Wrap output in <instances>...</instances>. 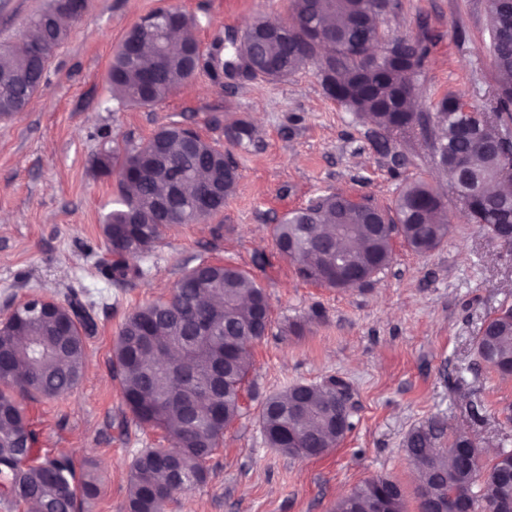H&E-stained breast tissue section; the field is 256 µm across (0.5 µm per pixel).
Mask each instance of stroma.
Wrapping results in <instances>:
<instances>
[{
    "label": "stroma",
    "mask_w": 512,
    "mask_h": 512,
    "mask_svg": "<svg viewBox=\"0 0 512 512\" xmlns=\"http://www.w3.org/2000/svg\"><path fill=\"white\" fill-rule=\"evenodd\" d=\"M49 0H0V44L15 46ZM175 6L194 16L202 53L258 18L287 20L290 0H88L83 19L46 68L26 111L0 115V320L28 296L79 294L97 331L86 341L80 385L60 399L24 400L40 453L98 464L100 495L83 512H125L129 468L164 441L125 407L111 366L112 343L137 306L168 295L184 268L225 262L251 273L271 306L267 336L253 348L240 413L209 461L208 481L168 502L167 512H332L362 480L387 476L417 512L411 430L437 420L447 447L468 434L482 462L512 450V377L489 370L475 344L482 323L512 304V253L491 240L448 196V176L418 133L384 135L326 97L314 67L283 81L233 83L200 72L166 101L131 108L111 100L112 53L147 13ZM379 27L419 39L427 50L414 77L418 111L445 93L472 105L492 100L497 73L488 52L484 0H395ZM251 123L252 144L229 146L239 179L222 213L168 229L140 259V277L108 280L99 224L116 197L115 175L93 161L102 132L140 143L176 122L210 141ZM445 193V242L419 255L394 237L389 265L361 288L301 280L277 249L274 228L311 199L340 193L382 208L413 181ZM339 377L356 402L354 426L324 456L295 460L269 448L259 423L265 400L295 383Z\"/></svg>",
    "instance_id": "35a3bbf8"
}]
</instances>
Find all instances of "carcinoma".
<instances>
[{
  "mask_svg": "<svg viewBox=\"0 0 512 512\" xmlns=\"http://www.w3.org/2000/svg\"><path fill=\"white\" fill-rule=\"evenodd\" d=\"M61 0H51L43 13L33 15L21 33L23 49L0 47V76L16 81L0 83V115L24 111L41 87L46 65L68 38L59 23H46L43 14H55ZM489 24V52L496 72L512 77V0H484ZM391 0H292V23L257 42L244 32L240 42L216 55L204 56L195 38H186L195 50L193 68L182 55L163 54L165 31L151 32L135 23L112 56L107 72L113 99L146 107L167 99L201 70L221 77L234 66L240 51L251 52L259 63L276 69L260 77L279 81L313 65L330 97L349 111L371 119L395 135L414 130L408 106L415 91L412 77L421 68L425 48L407 34L395 35L401 54L392 61H376L356 51L383 39L376 16L386 13ZM178 19L185 30L196 26L191 15L158 9L148 14L161 22ZM492 112L512 120V80L494 89ZM486 109L467 105L456 95H444L436 105L435 120L421 126L424 133L438 129L432 142L440 167L464 162L462 189L472 193L471 220L492 233L491 225L512 221V191L489 193L505 182V160L484 141L493 137L492 125L483 120ZM225 139L236 145L253 141L252 127L240 121L224 128ZM178 170L182 190L169 222L205 221L224 210V202L237 186L238 173L224 150L197 132L177 123L156 130L138 145H115L95 160L100 175L114 171L118 195L100 224L112 260L105 274L116 280L141 275L132 260L148 255L162 238L167 224L156 217V200L168 184V168ZM205 178L217 188L206 208L196 212L197 181ZM401 237L417 254L438 248L448 236V213L424 182L405 185L394 207L352 206L343 197L328 194L286 214L275 227L277 247L304 281L347 290L357 287L348 278L327 275L329 258L339 257L371 280L390 261L392 240ZM269 304L264 288L246 270L231 264L209 263L196 278V268L184 270L169 297L139 306L124 319L113 343L111 363L119 375L122 398L143 423L164 432L166 448H145L131 462L127 512H157L159 503L205 484L207 462L224 441V431L239 416L240 393L247 376L249 347L267 334L270 319L260 322L254 309ZM492 332L476 341L481 362L501 377L512 375V305L489 317ZM204 332L194 338L196 325ZM96 323L86 305L73 296L60 303L47 299L38 316L19 306L0 323V501L10 507L26 505L30 512H79L80 502L100 494L99 479L89 463L77 475L66 456L34 455L36 434L20 399H56L80 384L85 369L86 337ZM174 348L179 357L163 366L149 358L145 339ZM337 382L308 388L306 409L295 410L302 385L270 396L262 406L259 423L269 447L293 459L310 460L336 447L353 428L345 420L344 432L328 424L325 411L336 397ZM444 435L438 421L416 428L404 444L417 463L415 489L418 512H453L454 495L472 492L480 483L481 500L496 512H512V485L505 479L509 459L484 464L465 435L453 438L457 448L470 452L450 456L434 448ZM406 492L383 476L368 478L338 500L333 512H404Z\"/></svg>",
  "mask_w": 512,
  "mask_h": 512,
  "instance_id": "cac0c4a2",
  "label": "carcinoma"
}]
</instances>
